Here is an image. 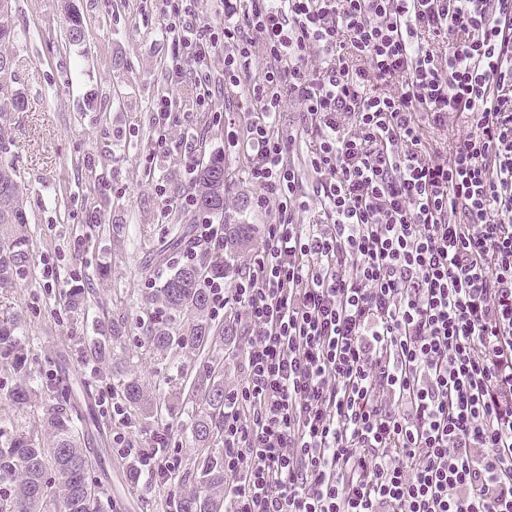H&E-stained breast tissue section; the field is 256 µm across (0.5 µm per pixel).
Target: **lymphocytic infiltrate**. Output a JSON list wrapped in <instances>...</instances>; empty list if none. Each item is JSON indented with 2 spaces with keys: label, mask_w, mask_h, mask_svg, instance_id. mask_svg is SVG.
Wrapping results in <instances>:
<instances>
[{
  "label": "lymphocytic infiltrate",
  "mask_w": 512,
  "mask_h": 512,
  "mask_svg": "<svg viewBox=\"0 0 512 512\" xmlns=\"http://www.w3.org/2000/svg\"><path fill=\"white\" fill-rule=\"evenodd\" d=\"M210 2L162 0L167 79L210 109L223 55L249 114L227 144L273 215L247 262L206 217L180 257L224 259L210 315L244 323L224 512H512V0ZM116 442L180 466L167 433Z\"/></svg>",
  "instance_id": "obj_1"
}]
</instances>
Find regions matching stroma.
I'll return each instance as SVG.
<instances>
[{"instance_id": "35a3bbf8", "label": "stroma", "mask_w": 512, "mask_h": 512, "mask_svg": "<svg viewBox=\"0 0 512 512\" xmlns=\"http://www.w3.org/2000/svg\"><path fill=\"white\" fill-rule=\"evenodd\" d=\"M16 38L7 51L14 59V87L21 95L11 113L8 156L28 187L24 210L30 231L31 264L11 290H0V316L21 315V331L29 336L25 350L37 382L66 380L75 401L85 391L99 392L111 384V360L91 363L88 343L100 321L114 319L127 326L124 346L138 349L143 333L156 316L149 299L177 268V261L157 262L155 250L176 224L191 223L187 211L164 207L154 190L163 181L168 195L190 193L194 178L175 147L155 148L152 106L166 94L177 104L170 125L184 126L196 137L204 157L224 158V213L228 221L251 227L250 240L236 253L248 259L260 241V225L268 215L250 207L252 187L242 172L246 152L224 153V126L243 127L244 90H226L222 60L211 62V111L194 107L191 84L169 85L170 50L157 34L158 0H12ZM82 21L84 36L70 37L71 15ZM222 121H214V113ZM157 151L155 169L145 157ZM99 230H90V223ZM56 267L58 282H45L43 262ZM88 289V311L73 312L65 303L71 289ZM238 350L216 344L194 355L176 349L151 351L125 369L168 410L154 418L127 416L116 422L99 414L98 428L86 446L101 488L102 512H165L166 500L183 493L177 481L135 484L129 464L113 441L122 432L140 444L148 433L168 429L182 467L197 455L191 439L177 428L183 408L177 397L188 378L224 374L225 385L242 381ZM187 374H180V365Z\"/></svg>"}]
</instances>
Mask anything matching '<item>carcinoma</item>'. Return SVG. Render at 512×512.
Returning <instances> with one entry per match:
<instances>
[{
  "label": "carcinoma",
  "mask_w": 512,
  "mask_h": 512,
  "mask_svg": "<svg viewBox=\"0 0 512 512\" xmlns=\"http://www.w3.org/2000/svg\"><path fill=\"white\" fill-rule=\"evenodd\" d=\"M15 37L11 0H0V44ZM20 107V95L13 89L0 88V145L11 125V113L4 109ZM200 210L224 213V163L210 161L201 166L192 183ZM26 185L15 166L0 156V290L15 286V276L31 261L30 237L23 213ZM204 274L195 266L176 268L155 295L168 322L147 328L145 346L152 350L179 348L199 354L224 338V327H217L209 314L207 294L202 286ZM187 309L194 314L192 325L174 331L175 313ZM21 318L12 315L0 319V371L16 379L5 393L13 404L30 399L31 373L20 336ZM123 324L112 320L101 326L93 340L90 355L108 357L125 363L135 354L118 346ZM112 388L135 413L158 411L140 380L124 371L116 373ZM183 414L191 441L198 445V457L192 467L175 472L174 478L191 489L167 503L174 512H223L224 453L209 446L224 424V383L218 379L193 383L183 397ZM86 415L67 394L50 396L41 412L25 429L0 425V483L10 487V494L0 498V512H100V495L91 477L92 462L81 442L78 422ZM53 437L52 446L42 443V436Z\"/></svg>",
  "instance_id": "carcinoma-1"
}]
</instances>
